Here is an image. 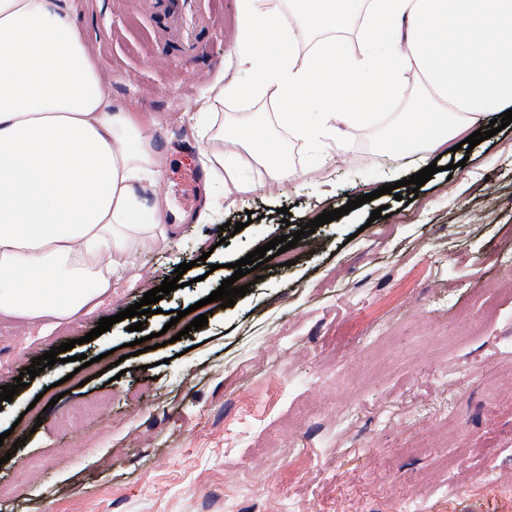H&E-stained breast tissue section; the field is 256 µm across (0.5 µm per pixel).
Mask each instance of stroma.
<instances>
[{"instance_id": "35a3bbf8", "label": "stroma", "mask_w": 512, "mask_h": 512, "mask_svg": "<svg viewBox=\"0 0 512 512\" xmlns=\"http://www.w3.org/2000/svg\"><path fill=\"white\" fill-rule=\"evenodd\" d=\"M73 7L113 110L156 120L169 209L181 172L202 168L196 116L244 109L212 91L249 80L232 56L235 0H218L222 22L192 57L165 45L135 0ZM163 49L171 65L150 64ZM279 138L295 177L274 186L264 167L238 164L250 193L208 223L166 225L65 333L8 318L0 386L70 340L92 363L54 364L0 406V434L19 444L0 446V485L12 488L0 512H512V283L498 271L512 257V124L472 150L436 152L437 173L409 203L377 193L392 172L411 176L417 155L384 146L380 128L342 157ZM326 191L338 207L371 200L304 235L294 265L245 275L233 306L210 301L233 262L322 214ZM383 205L388 218L372 219ZM184 262L183 288L142 331L123 320L85 341ZM198 302L208 323L184 334ZM166 325L178 341L126 356ZM99 399L108 408L83 432L60 430L64 411ZM340 408L350 426L335 423ZM487 470L504 492H468ZM452 477L462 493H449Z\"/></svg>"}]
</instances>
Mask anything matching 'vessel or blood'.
I'll use <instances>...</instances> for the list:
<instances>
[{"mask_svg": "<svg viewBox=\"0 0 512 512\" xmlns=\"http://www.w3.org/2000/svg\"><path fill=\"white\" fill-rule=\"evenodd\" d=\"M141 5L186 56L198 52L203 36L216 23L213 8L203 6L201 0H141Z\"/></svg>", "mask_w": 512, "mask_h": 512, "instance_id": "1", "label": "vessel or blood"}]
</instances>
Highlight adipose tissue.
<instances>
[{
  "instance_id": "adipose-tissue-1",
  "label": "adipose tissue",
  "mask_w": 512,
  "mask_h": 512,
  "mask_svg": "<svg viewBox=\"0 0 512 512\" xmlns=\"http://www.w3.org/2000/svg\"><path fill=\"white\" fill-rule=\"evenodd\" d=\"M237 65L273 113L207 112V209L249 192L217 179L225 146L293 178L255 148L275 122L309 147L379 125L419 146L418 168L512 99V0H237ZM413 112H381L409 81ZM161 158L146 124L116 112L70 0H0V314L51 324L97 309L123 259L156 239Z\"/></svg>"
}]
</instances>
